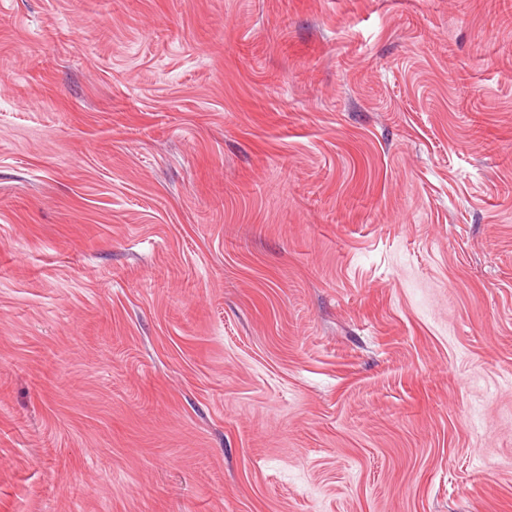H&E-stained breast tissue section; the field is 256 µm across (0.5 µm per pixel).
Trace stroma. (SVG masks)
I'll return each mask as SVG.
<instances>
[{
	"instance_id": "1",
	"label": "stroma",
	"mask_w": 512,
	"mask_h": 512,
	"mask_svg": "<svg viewBox=\"0 0 512 512\" xmlns=\"http://www.w3.org/2000/svg\"><path fill=\"white\" fill-rule=\"evenodd\" d=\"M0 512H512V0H0Z\"/></svg>"
}]
</instances>
